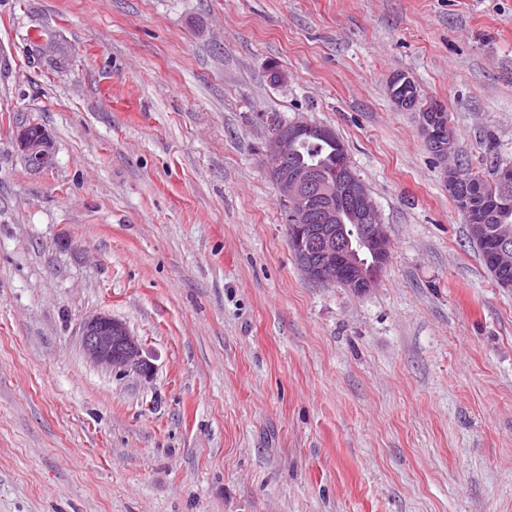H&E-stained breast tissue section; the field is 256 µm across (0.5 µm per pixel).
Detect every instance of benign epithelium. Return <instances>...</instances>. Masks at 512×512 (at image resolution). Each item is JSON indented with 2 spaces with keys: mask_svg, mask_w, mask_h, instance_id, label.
<instances>
[{
  "mask_svg": "<svg viewBox=\"0 0 512 512\" xmlns=\"http://www.w3.org/2000/svg\"><path fill=\"white\" fill-rule=\"evenodd\" d=\"M414 83L400 74L390 81L389 91L394 103L401 109L418 114L420 133L426 146L436 147L447 156L455 152V140L442 142L441 132L434 124V112L438 105L422 103L413 92ZM258 123L265 133L266 168L273 181L278 197L287 213V223L296 230L291 239L293 249L299 254L297 267L310 283L332 287L343 285L356 294L367 292L390 258V245L379 211L367 187L353 170L347 153L336 158V183L355 205L357 224L312 225L313 197L307 191L309 172L284 173L291 155V142L300 136L313 140L330 141L335 131L303 119L285 121L273 115H259ZM16 145L20 158L31 171L47 168L53 159L52 144L41 128L29 125L17 132ZM367 247L374 256L375 271L356 273L348 257L354 252L353 241ZM512 264V248L499 240L495 246L492 268L501 270ZM82 345L88 358L96 364L121 372H134L148 377L152 365L143 356V348L136 336L122 321L109 314L99 313L88 318L82 326Z\"/></svg>",
  "mask_w": 512,
  "mask_h": 512,
  "instance_id": "1",
  "label": "benign epithelium"
}]
</instances>
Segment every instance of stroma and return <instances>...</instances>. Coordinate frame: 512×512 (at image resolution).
I'll use <instances>...</instances> for the list:
<instances>
[{"label": "stroma", "instance_id": "1", "mask_svg": "<svg viewBox=\"0 0 512 512\" xmlns=\"http://www.w3.org/2000/svg\"><path fill=\"white\" fill-rule=\"evenodd\" d=\"M400 73L512 165V0H0V512H512V288ZM260 112L343 141L365 294L298 270ZM103 312L150 377L86 357ZM413 86H415L413 81L404 74L397 75L390 81V96L399 108L417 112L420 133L426 147L437 146L439 153L447 157L455 152V140L452 137H448V143L442 142V133L436 129L433 115V112L438 111V107L443 111L445 110L440 104H438L439 106L432 102L423 104L419 99V95L413 92ZM16 145L25 167L32 171L47 168L53 159L52 144L41 128L29 125L17 132Z\"/></svg>", "mask_w": 512, "mask_h": 512}]
</instances>
